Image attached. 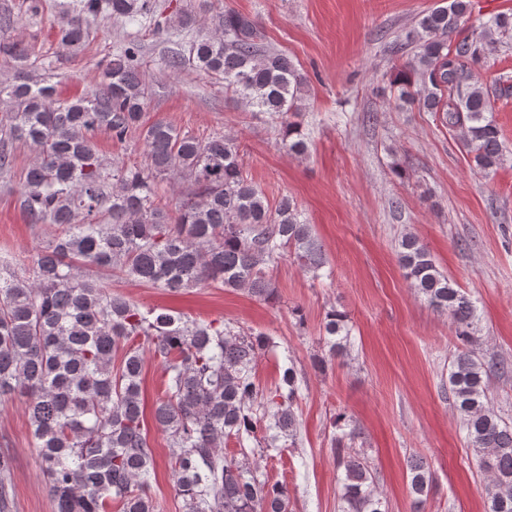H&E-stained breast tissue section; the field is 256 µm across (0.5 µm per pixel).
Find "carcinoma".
Wrapping results in <instances>:
<instances>
[{
    "label": "carcinoma",
    "instance_id": "obj_1",
    "mask_svg": "<svg viewBox=\"0 0 512 512\" xmlns=\"http://www.w3.org/2000/svg\"><path fill=\"white\" fill-rule=\"evenodd\" d=\"M470 0H449L406 33L413 55L392 78L404 105L441 112L463 133L475 167L488 174L505 160L490 97L469 82L467 61L479 60L482 41L512 37V14H498L482 35L454 47ZM84 22L63 21L62 48L82 45L88 22L105 13L131 26L155 21V0H76ZM195 15L181 10L165 28L186 30ZM0 56L26 62L28 49L0 36ZM176 72L192 66L224 81L240 104L279 122L281 144L303 155L301 102L307 77L265 43L258 21L224 9L220 33H200L188 53L164 59ZM93 94L62 100L51 86L0 83V175L11 173L21 146L38 151L20 185V207L31 224H56L61 233L32 263L0 260V401L19 400L31 427L41 472L55 512H156L150 495L153 451L141 395L145 355L164 366L163 398L152 419L165 433L169 464L183 512H288V493L249 462V453H280L277 440L295 439L300 379L283 369L273 389L260 387L255 365L267 339L223 320L189 319L145 309L112 293L90 274L110 268L132 281L179 293L218 284L269 300L270 267L289 254L317 272L324 266L311 225L288 197L271 204L243 175L236 139L201 140L157 120L143 125L150 96L137 38L106 63ZM142 128L147 162L109 165L95 135L122 143ZM185 181L174 205L162 202L160 180ZM399 263L410 286L448 313L456 337L469 343L476 307L444 275L413 237L401 241ZM329 352L346 351L347 315L326 316ZM512 366L485 363L463 349L453 359L449 391L481 468L490 474L488 512H512V425L489 408L487 383ZM233 438L242 459L224 456ZM343 468L342 512H384L373 473L351 448H337ZM12 458L0 453V512H12ZM414 505L430 489V469L410 461Z\"/></svg>",
    "mask_w": 512,
    "mask_h": 512
}]
</instances>
